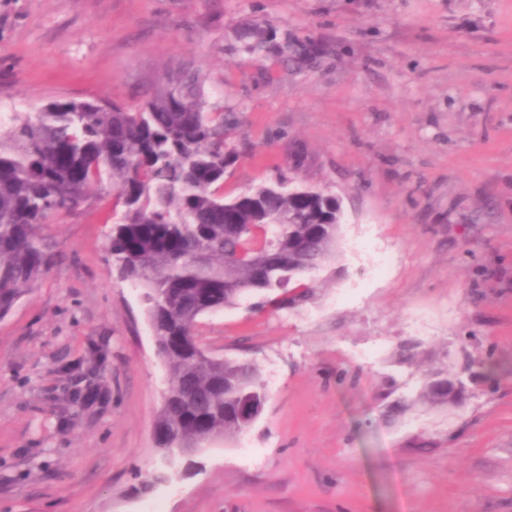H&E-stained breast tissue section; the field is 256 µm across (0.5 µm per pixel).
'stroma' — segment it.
<instances>
[{"instance_id":"stroma-1","label":"stroma","mask_w":512,"mask_h":512,"mask_svg":"<svg viewBox=\"0 0 512 512\" xmlns=\"http://www.w3.org/2000/svg\"><path fill=\"white\" fill-rule=\"evenodd\" d=\"M189 71L239 151L226 197L283 175L345 215L305 303L198 322L268 384L254 459L219 439L162 465L166 376L107 186L46 226L61 258L0 318V512H512V0H0V105L125 104ZM468 355L497 372L459 406L393 413Z\"/></svg>"}]
</instances>
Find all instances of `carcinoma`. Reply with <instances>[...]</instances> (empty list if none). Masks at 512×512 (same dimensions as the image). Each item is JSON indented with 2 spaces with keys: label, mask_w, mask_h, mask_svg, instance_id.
I'll return each mask as SVG.
<instances>
[{
  "label": "carcinoma",
  "mask_w": 512,
  "mask_h": 512,
  "mask_svg": "<svg viewBox=\"0 0 512 512\" xmlns=\"http://www.w3.org/2000/svg\"><path fill=\"white\" fill-rule=\"evenodd\" d=\"M239 152L224 112L207 109L201 81L177 99L160 91L135 106L53 101L16 112L0 129V315L57 262L43 225L112 182L120 213L108 250L120 279L142 290L170 398L155 421L158 445L233 439L259 418L266 384L256 364L216 359L196 341L198 319L260 293L278 308L308 299L311 273L336 258L339 199L280 177L228 199L224 176ZM424 369L412 399L450 406L448 385L473 366Z\"/></svg>",
  "instance_id": "obj_1"
}]
</instances>
